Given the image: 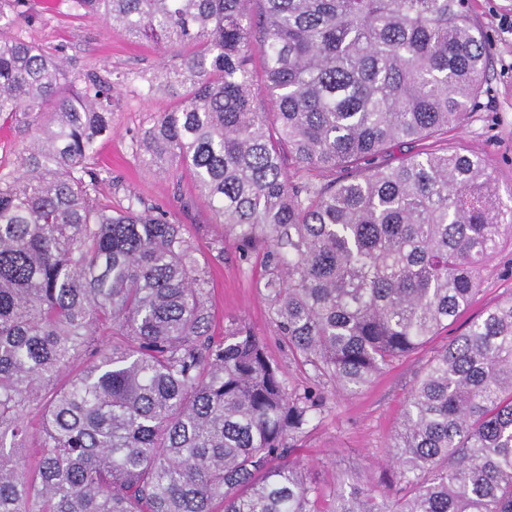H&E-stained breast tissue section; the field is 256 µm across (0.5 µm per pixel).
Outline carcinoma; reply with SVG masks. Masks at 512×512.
<instances>
[{
	"label": "carcinoma",
	"mask_w": 512,
	"mask_h": 512,
	"mask_svg": "<svg viewBox=\"0 0 512 512\" xmlns=\"http://www.w3.org/2000/svg\"><path fill=\"white\" fill-rule=\"evenodd\" d=\"M72 6L179 60L191 89L132 147L188 173L242 256L264 246V297L312 384L287 389L245 325L210 335L181 225L136 197L100 202L91 160L115 85L0 37V117L31 130L22 172L0 170V512H512V296L428 361L391 484L327 492L292 459L320 381L353 393L419 349L512 240L484 159L435 147L464 126L488 64L468 0ZM36 406L30 409L26 415V421L29 426V438L22 452V463L27 469H33L38 465L40 455L39 450L42 443V432L40 428V417Z\"/></svg>",
	"instance_id": "obj_1"
}]
</instances>
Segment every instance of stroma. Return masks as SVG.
Listing matches in <instances>:
<instances>
[{"mask_svg":"<svg viewBox=\"0 0 512 512\" xmlns=\"http://www.w3.org/2000/svg\"><path fill=\"white\" fill-rule=\"evenodd\" d=\"M468 7L485 34L490 67L465 126L448 132L444 142L483 155L506 204L512 202V28L502 20L512 17V0H468ZM0 32H18L29 41L61 50L78 72L111 81L128 76L129 85L114 94L111 130L98 143L96 161L104 170L101 201L119 209L138 197L183 224L209 275L207 304L214 314V336L223 338L242 322L250 325L281 366L288 388L305 385L308 377L281 345L259 287L260 251L242 257L232 244V233L217 223L189 174H175L131 147L133 137L152 126L160 113L170 111L185 92L180 85L172 91L162 88L175 65L164 46L130 37L105 18L78 15L71 0H27L24 13ZM151 83L158 85V92L139 96L129 90L133 84ZM509 296L512 243L507 241L487 264L479 294L456 324L440 330L356 394L342 396L324 384L321 418L301 438L295 458L328 490L342 481L377 489L388 483L391 473L383 459L400 428L408 393L428 360L486 307Z\"/></svg>","mask_w":512,"mask_h":512,"instance_id":"obj_1","label":"stroma"}]
</instances>
